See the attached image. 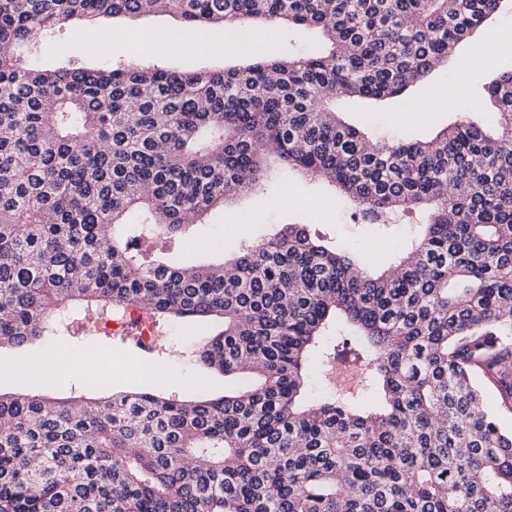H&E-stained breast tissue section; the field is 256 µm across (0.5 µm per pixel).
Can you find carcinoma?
I'll return each mask as SVG.
<instances>
[{"label": "carcinoma", "mask_w": 512, "mask_h": 512, "mask_svg": "<svg viewBox=\"0 0 512 512\" xmlns=\"http://www.w3.org/2000/svg\"><path fill=\"white\" fill-rule=\"evenodd\" d=\"M503 2L0 0V346L138 305L162 323L222 319L195 360L254 379L201 400L0 394V512H512V431L482 387L512 411V68L485 90L495 131L460 119L381 143L373 109L357 125L336 110L431 94L428 75L490 38ZM158 4L201 29H318L327 48L257 47L224 70L15 55ZM274 164L365 224L421 209L423 230L384 264L307 224L244 235L218 263L132 249L145 233L199 247L186 230ZM335 364L359 390L309 397L310 367Z\"/></svg>", "instance_id": "carcinoma-1"}]
</instances>
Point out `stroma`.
Segmentation results:
<instances>
[{
	"mask_svg": "<svg viewBox=\"0 0 512 512\" xmlns=\"http://www.w3.org/2000/svg\"><path fill=\"white\" fill-rule=\"evenodd\" d=\"M97 24L109 33L105 41L82 40L77 28L72 26L44 35L35 43L19 46L16 53L24 62L44 68L65 67L72 62L100 68L138 60V39L141 33L147 32L164 44L162 50L151 56V63L176 69L187 58L201 68L229 67L237 62L235 51H215V44L224 40L222 32L211 31L209 41L197 44L172 39L176 28H183L188 34L193 33L194 28L182 25L179 18L166 13L145 14L134 19L101 18ZM482 50L487 57L485 66L470 65L461 70L451 64L434 71L435 90L424 99L426 115L408 109L399 114L396 122L378 119L374 137L386 142L402 136L426 137L433 134L436 127L462 117L481 125H492L495 112L485 89L500 70L512 66V58L496 55L488 41L483 43ZM451 93L457 97V107L452 111L445 104ZM294 222L320 225L327 238L336 243L384 258L394 239L410 238L417 233L423 218L412 210L400 213L389 225L361 224L351 208L326 204L318 182L292 175L270 180L264 190L240 196L225 208L211 211L207 222L196 226L195 233L203 256L217 261L224 249L225 236L244 228L253 237L263 238L272 233L276 225ZM171 328L173 333L167 346L177 350V357L155 359L165 376L167 391L195 398L203 395L207 388H223V377L214 372L204 373L192 356L193 348L202 339L201 333L180 321L172 322ZM50 350L55 353L51 361L45 358ZM92 353L111 354V381H104L100 373L82 369V362ZM145 357V352L134 341L119 345L112 337L90 328L49 337L23 349L5 346L0 348V391L57 398L97 397L108 389L130 391L139 385L137 366ZM19 363L29 365L26 376L14 373L13 368Z\"/></svg>",
	"mask_w": 512,
	"mask_h": 512,
	"instance_id": "35a3bbf8",
	"label": "stroma"
}]
</instances>
